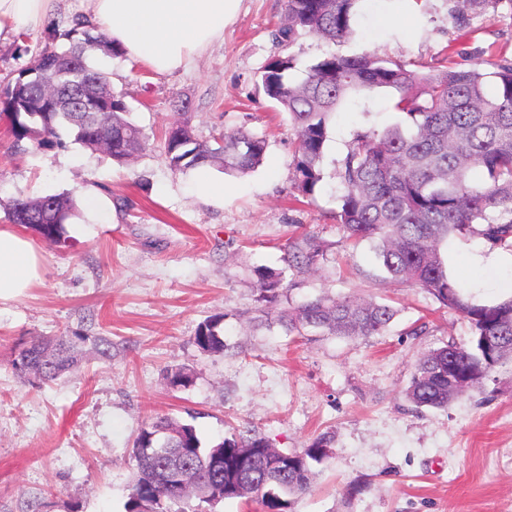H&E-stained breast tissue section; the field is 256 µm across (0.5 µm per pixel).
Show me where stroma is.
<instances>
[{
  "label": "stroma",
  "instance_id": "stroma-1",
  "mask_svg": "<svg viewBox=\"0 0 512 512\" xmlns=\"http://www.w3.org/2000/svg\"><path fill=\"white\" fill-rule=\"evenodd\" d=\"M285 0H240L224 38L187 73H156L125 56L96 55L132 121L148 141L126 165L75 143L19 150L0 119V227L11 200L96 187L112 203L108 219L55 245L33 243L43 276L20 298L0 301V512H125L133 441L157 417L193 424L203 445L252 426L274 448L302 450L319 435L331 454L315 465L313 488L291 512H512V367L499 368L448 410L418 409L404 397L414 367L448 341L468 344L470 326L424 291L385 282L369 244L349 248L334 218L342 185L337 163L364 127L400 121L394 94L380 90L344 104L332 119L313 193L294 187V144L287 113L256 86L271 56L298 67L336 53L374 54L422 74L437 73L448 48L460 63L490 54L512 59V5L448 14V0H365L355 36L329 43L301 33L275 38ZM29 32L0 41V89L47 44ZM186 102L194 137L213 143L224 129L266 135L262 164L224 183L216 207L192 195L194 173L168 167L161 133ZM317 233L329 246L318 274L299 276L293 300L328 294L394 306L390 329L367 339L291 338L257 326L253 270L284 268L289 237ZM488 244L450 239L445 255L468 292L504 296L512 270L484 268ZM224 318L223 354L193 342L200 323ZM104 336L111 359L85 344L81 364L51 382L16 372L12 361L32 339ZM189 369L188 387L169 383ZM363 489L348 497L349 485Z\"/></svg>",
  "mask_w": 512,
  "mask_h": 512
}]
</instances>
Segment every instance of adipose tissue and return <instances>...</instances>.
Instances as JSON below:
<instances>
[{"label": "adipose tissue", "instance_id": "1", "mask_svg": "<svg viewBox=\"0 0 512 512\" xmlns=\"http://www.w3.org/2000/svg\"><path fill=\"white\" fill-rule=\"evenodd\" d=\"M57 0H0V36L48 26ZM86 14L130 60L160 74L193 69L224 36L238 0H85ZM42 278L40 256L22 232L0 228V299Z\"/></svg>", "mask_w": 512, "mask_h": 512}]
</instances>
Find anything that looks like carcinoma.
Listing matches in <instances>:
<instances>
[{
    "mask_svg": "<svg viewBox=\"0 0 512 512\" xmlns=\"http://www.w3.org/2000/svg\"><path fill=\"white\" fill-rule=\"evenodd\" d=\"M362 0H286L285 23L276 39L291 41L300 31L329 42L355 34ZM33 63L19 69L0 91V114L9 122L14 146L44 149L65 129L74 141L98 150L112 140L109 157L125 164L145 149L140 128L129 118L122 96L112 90L108 73L93 66L90 51L116 54L85 16L69 29H51V40ZM297 61L273 56L258 86L279 110L288 113L293 131L297 190L314 191L322 181L329 122L350 97L379 90L397 93L393 108L403 120L382 129H362L338 161L343 186L336 211L343 239L355 247L373 244L390 282L409 284L469 323V346L448 342L417 362L405 398L416 408L448 409L470 388L482 384L505 362H512V295L483 302L448 271L443 247L452 235H477L492 248L512 250V59H490L491 70L463 67L455 61L433 75L372 54L325 56L294 79ZM217 147L198 142L185 113L165 132V159L171 170L186 173L219 166L227 174L255 171L267 148L265 137L244 126L226 129ZM8 220L51 243H63L67 225L81 218L66 194L32 199L20 195ZM326 259L325 245L305 233L288 243L286 270H255L257 324L280 325L290 336L366 339L385 333L396 310L379 302L320 295L289 304L271 317L293 287L285 271L305 274ZM224 316L202 322L194 343L203 352L222 354ZM87 336L33 339L12 361L15 370L42 382L53 381L78 363V345ZM331 452V440L316 437L300 451H280L258 431L247 429L209 447L194 425L163 417L140 429L134 441L135 480L126 512H213L226 499L260 502L263 512H290L291 498L312 489L313 464ZM175 466L191 469L209 487L211 497L190 495L171 477Z\"/></svg>",
    "mask_w": 512,
    "mask_h": 512,
    "instance_id": "carcinoma-1",
    "label": "carcinoma"
}]
</instances>
